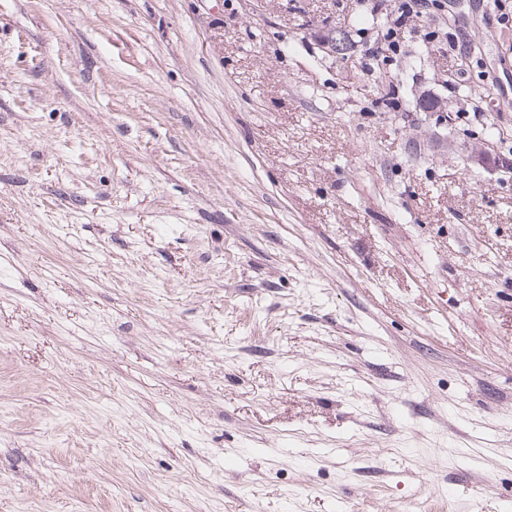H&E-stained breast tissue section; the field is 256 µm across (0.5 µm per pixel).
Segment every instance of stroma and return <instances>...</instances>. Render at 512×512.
Returning a JSON list of instances; mask_svg holds the SVG:
<instances>
[{"mask_svg": "<svg viewBox=\"0 0 512 512\" xmlns=\"http://www.w3.org/2000/svg\"><path fill=\"white\" fill-rule=\"evenodd\" d=\"M503 10L0 0V512H512ZM423 0H398L395 11H389V0H371V13L386 19L387 29L383 35L384 41L388 42V47L396 53H399V42L394 35L401 30L413 28L417 19L423 16L421 8Z\"/></svg>", "mask_w": 512, "mask_h": 512, "instance_id": "obj_1", "label": "stroma"}]
</instances>
